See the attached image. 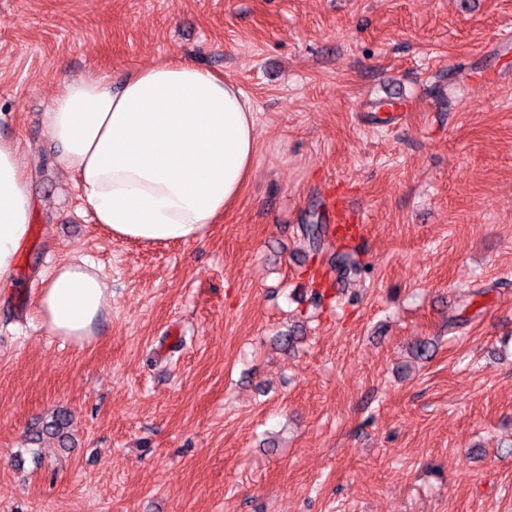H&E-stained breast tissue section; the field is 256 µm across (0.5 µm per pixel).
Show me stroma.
I'll list each match as a JSON object with an SVG mask.
<instances>
[{
    "label": "stroma",
    "instance_id": "35a3bbf8",
    "mask_svg": "<svg viewBox=\"0 0 512 512\" xmlns=\"http://www.w3.org/2000/svg\"><path fill=\"white\" fill-rule=\"evenodd\" d=\"M509 29L512 0H0L33 201L0 288V512H512ZM176 58L251 99L255 176L200 238L112 237L43 113L62 77ZM332 192L356 252L303 237ZM72 256L112 290L81 346L36 314ZM325 207L332 236H338L347 241L363 236L364 229L360 225L358 211L347 196L336 197L335 195L331 197Z\"/></svg>",
    "mask_w": 512,
    "mask_h": 512
}]
</instances>
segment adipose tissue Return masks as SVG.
<instances>
[{
    "mask_svg": "<svg viewBox=\"0 0 512 512\" xmlns=\"http://www.w3.org/2000/svg\"><path fill=\"white\" fill-rule=\"evenodd\" d=\"M44 124L96 223L116 238H199L255 173L253 104L235 83L189 61L136 69L117 82L63 78ZM28 181L17 144L0 139V285L11 283L30 235ZM111 298L94 265L72 259L45 276L36 312L52 335L81 344Z\"/></svg>",
    "mask_w": 512,
    "mask_h": 512,
    "instance_id": "obj_1",
    "label": "adipose tissue"
}]
</instances>
